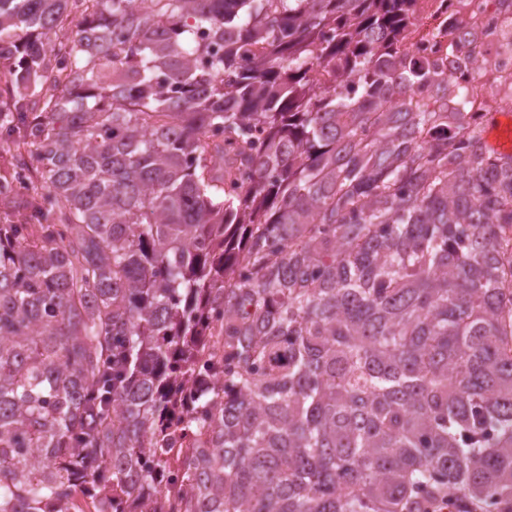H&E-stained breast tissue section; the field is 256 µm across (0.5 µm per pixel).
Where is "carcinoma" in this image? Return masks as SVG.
<instances>
[{
  "instance_id": "obj_1",
  "label": "carcinoma",
  "mask_w": 512,
  "mask_h": 512,
  "mask_svg": "<svg viewBox=\"0 0 512 512\" xmlns=\"http://www.w3.org/2000/svg\"><path fill=\"white\" fill-rule=\"evenodd\" d=\"M412 2L0 0V512H512V153Z\"/></svg>"
}]
</instances>
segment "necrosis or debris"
I'll list each match as a JSON object with an SVG mask.
<instances>
[{"label": "necrosis or debris", "instance_id": "obj_1", "mask_svg": "<svg viewBox=\"0 0 512 512\" xmlns=\"http://www.w3.org/2000/svg\"><path fill=\"white\" fill-rule=\"evenodd\" d=\"M405 42L447 74L463 69L467 111H512V0H415Z\"/></svg>", "mask_w": 512, "mask_h": 512}]
</instances>
